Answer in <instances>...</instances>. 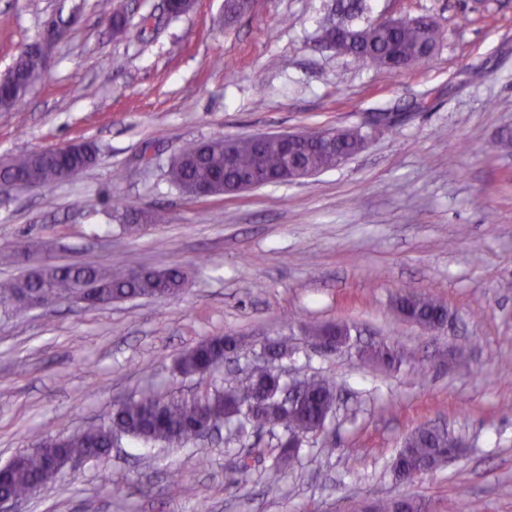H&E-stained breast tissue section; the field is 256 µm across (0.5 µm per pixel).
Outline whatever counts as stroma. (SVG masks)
I'll use <instances>...</instances> for the list:
<instances>
[{"instance_id": "35a3bbf8", "label": "stroma", "mask_w": 512, "mask_h": 512, "mask_svg": "<svg viewBox=\"0 0 512 512\" xmlns=\"http://www.w3.org/2000/svg\"><path fill=\"white\" fill-rule=\"evenodd\" d=\"M78 1L42 79L0 112V159L86 141L98 160L60 183L0 189V252L16 254L0 280L40 261L179 268L188 284L106 307L0 304V466L145 386L190 397L233 384L269 342L288 347L283 380L329 378L337 401L292 470L269 473L266 429L183 448L124 436L18 512H362L401 496L428 512H512V0H363L362 21L429 17L445 29L423 65L399 71L320 44L346 0H254L230 24L224 0H195L179 17L164 0H125L119 35L110 0H0L12 18L0 73ZM336 127L368 131L365 148L299 182L194 197L167 180L188 141ZM157 210L166 223L146 222ZM406 290L440 301L446 322L400 318ZM310 325L347 327L350 340L317 346ZM234 334L254 351L212 374L175 373L182 352ZM381 342L405 353L399 368L361 360ZM460 347L466 360L453 357ZM424 423L465 448L398 483L390 464ZM249 445L246 480L227 486ZM117 471L127 480L116 494Z\"/></svg>"}]
</instances>
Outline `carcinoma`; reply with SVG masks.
<instances>
[{"label": "carcinoma", "instance_id": "obj_1", "mask_svg": "<svg viewBox=\"0 0 512 512\" xmlns=\"http://www.w3.org/2000/svg\"><path fill=\"white\" fill-rule=\"evenodd\" d=\"M355 36L351 56L372 66L390 70L408 69L422 64L425 54L445 38V32L426 17L408 20L398 27L371 22L357 27L346 25ZM18 82L9 99H0V112H10L20 106L28 88L42 76L43 67L38 50L31 49L18 56L14 63ZM336 148L324 150L310 145L304 149V164L315 172L336 165V154L352 156L362 150L367 135L358 129H335ZM96 162L95 149L81 142L63 154L28 153L0 163V178L19 179L24 184L40 187L61 181L69 172L80 173ZM285 156L279 141L270 139L255 144L248 137L213 138L186 144L169 164V182L189 194L194 185L212 183L219 194L224 182L261 169L278 175L284 168ZM187 275L179 269L164 272L123 271L110 266H77L41 264L36 274L28 273L0 281V301L13 302L27 289L36 290L40 303L48 306L60 300L81 296L94 301V306L114 301L150 297L164 299L179 294ZM403 317L432 322L440 318L445 308L433 298L404 292L398 300ZM251 348L244 336H212L206 338L176 358V367L183 376L211 372L224 363V356ZM267 362L255 367L247 383L190 398L165 399L152 389H144L119 404L108 419L62 439L40 438L36 450L20 455V461L0 471V497L26 499L57 475L46 466L51 454L81 457L88 461L106 458L116 438L127 435L145 443H164L183 447L197 440L199 430L210 420L234 424V435L243 439L249 430L279 427L280 448L272 465L279 473L296 464V439H304L324 429L327 414L333 410L336 386L324 378L305 382L300 408L292 409L278 400L282 388L281 375L270 363L287 355L286 347L269 344L264 347ZM365 360L393 368L404 354L383 344L364 351ZM453 439L444 432H430L417 427L403 442L393 458V477L411 475L425 468L438 469L448 462V449Z\"/></svg>", "mask_w": 512, "mask_h": 512}]
</instances>
